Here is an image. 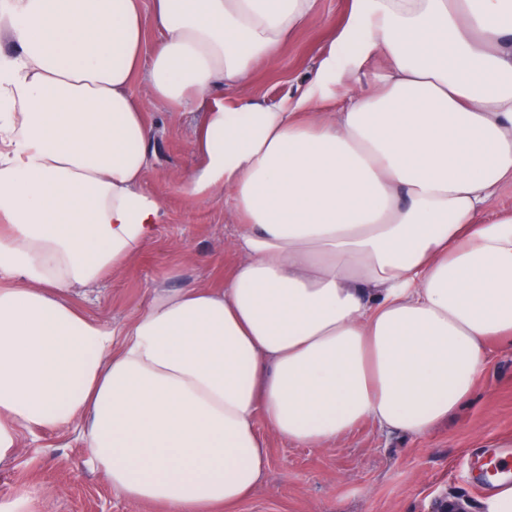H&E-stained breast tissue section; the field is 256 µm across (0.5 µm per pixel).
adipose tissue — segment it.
Instances as JSON below:
<instances>
[{"label": "adipose tissue", "instance_id": "ef3b65f1", "mask_svg": "<svg viewBox=\"0 0 512 512\" xmlns=\"http://www.w3.org/2000/svg\"><path fill=\"white\" fill-rule=\"evenodd\" d=\"M0 0V467L79 424L115 494L230 512L263 480L258 422L300 448L362 420L426 434L512 339V0H353L280 101L210 109L177 180L223 193L239 260L153 288L116 330L67 300L154 241L153 131L276 59L317 0ZM157 37L146 40V24Z\"/></svg>", "mask_w": 512, "mask_h": 512}]
</instances>
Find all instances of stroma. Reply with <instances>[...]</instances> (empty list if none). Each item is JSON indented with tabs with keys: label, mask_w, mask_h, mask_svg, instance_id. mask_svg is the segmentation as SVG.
<instances>
[{
	"label": "stroma",
	"mask_w": 512,
	"mask_h": 512,
	"mask_svg": "<svg viewBox=\"0 0 512 512\" xmlns=\"http://www.w3.org/2000/svg\"><path fill=\"white\" fill-rule=\"evenodd\" d=\"M351 0H318L313 20L292 34L279 57L250 81L227 92L213 89L192 112L159 101L146 73L134 92L153 128L146 189L162 199L167 219L155 241L123 270L68 299L102 325H128L152 288L218 287L238 260L231 241L239 230L217 192L197 200L184 195L178 176L200 162L195 149L207 109L241 97L274 102L314 71L349 17ZM270 465L253 494L232 512H444L447 503L483 512L485 492L473 485L474 460L492 448H512V341L494 339L470 398L448 422L420 437L386 433L369 420L324 448H300L265 431ZM33 488L37 512H160L113 493L106 478L85 462L79 427L22 438L16 459L0 468V504L15 489Z\"/></svg>",
	"instance_id": "35a3bbf8"
}]
</instances>
